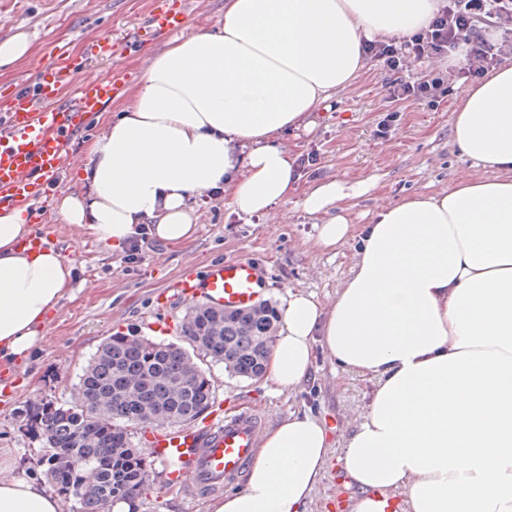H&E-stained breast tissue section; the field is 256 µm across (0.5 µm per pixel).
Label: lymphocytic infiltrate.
I'll return each mask as SVG.
<instances>
[{"label":"lymphocytic infiltrate","mask_w":512,"mask_h":512,"mask_svg":"<svg viewBox=\"0 0 512 512\" xmlns=\"http://www.w3.org/2000/svg\"><path fill=\"white\" fill-rule=\"evenodd\" d=\"M463 52L458 77L475 81L512 58V0H442L429 26L403 41L367 44L365 54L391 74L385 86L395 101L439 105L448 95L444 71L411 75L410 65Z\"/></svg>","instance_id":"1"}]
</instances>
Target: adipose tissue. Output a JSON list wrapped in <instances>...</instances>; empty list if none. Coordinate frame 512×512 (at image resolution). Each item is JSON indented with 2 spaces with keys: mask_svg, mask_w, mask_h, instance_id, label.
Listing matches in <instances>:
<instances>
[{
  "mask_svg": "<svg viewBox=\"0 0 512 512\" xmlns=\"http://www.w3.org/2000/svg\"><path fill=\"white\" fill-rule=\"evenodd\" d=\"M438 0H224L222 24L154 55L132 101L93 142L82 190L56 217L112 249L142 226L167 243L195 231L192 196L230 194L271 216L300 175L282 134L312 130L327 99L363 71L365 41L409 37ZM453 138L489 178L379 207L355 229L336 180L302 205L324 215L316 243L360 248L330 305L289 291L265 372L276 390L310 376L317 350L374 380L339 459L352 512H512V65L469 88ZM31 214L0 210V360L29 355L72 265L35 250ZM333 429L292 414L269 431L242 489L213 512H304ZM0 512H58L26 479L0 484Z\"/></svg>",
  "mask_w": 512,
  "mask_h": 512,
  "instance_id": "adipose-tissue-1",
  "label": "adipose tissue"
}]
</instances>
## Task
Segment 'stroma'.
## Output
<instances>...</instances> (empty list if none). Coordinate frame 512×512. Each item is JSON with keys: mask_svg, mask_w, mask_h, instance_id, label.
<instances>
[{"mask_svg": "<svg viewBox=\"0 0 512 512\" xmlns=\"http://www.w3.org/2000/svg\"><path fill=\"white\" fill-rule=\"evenodd\" d=\"M152 0H0V40L16 33L31 42L28 56L0 72V94L8 95L18 78L35 73L59 47L85 53L89 42L111 35L114 45L107 61L91 60L89 72L106 75L124 70L136 87L153 54L166 49L172 35L161 36L142 21ZM385 69L368 62L347 90L334 94L318 111V124L309 132L284 135L283 143L314 165L302 170L288 202L279 204L274 218L237 214L224 192L196 196L192 208L197 231L184 242L148 239L141 260L124 261V254L106 248L85 224H60L55 206L61 194L78 190L79 171L94 141L131 102L129 92L94 115L72 141L73 161L35 201L56 231L55 246L73 264L72 279L59 307L42 329V338L29 354L28 390L12 401L0 400V482L24 478L45 483L39 442L20 415L34 400L68 401L89 358L112 333L134 331L158 341L178 340L168 322H182L188 305L159 307L157 294L180 278L188 267L204 269L212 262L250 258L267 269L266 299L283 303L289 290L301 291L330 305L349 275L357 238L335 251L315 244L322 218L305 211L302 200L315 185L338 180L353 195L344 202L352 224L370 223L381 205L393 204L421 192L446 188L484 171L464 157L453 141L454 111L468 84L455 80L447 103L428 108L409 102L390 103L384 91ZM395 120L386 136L377 128L386 114ZM216 400L225 410L250 408L262 412L268 427L290 413H307L336 426L327 470L305 505V512H351L343 490L337 458L354 420L362 414L373 381L348 373L326 353L318 352L310 378L293 391H275L263 380L228 375L223 366L211 368ZM153 489L135 504L134 512H206L207 500L192 501L187 493L166 483L161 466H154Z\"/></svg>", "mask_w": 512, "mask_h": 512, "instance_id": "obj_1", "label": "stroma"}]
</instances>
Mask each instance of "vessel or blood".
Masks as SVG:
<instances>
[{"instance_id":"obj_1","label":"vessel or blood","mask_w":512,"mask_h":512,"mask_svg":"<svg viewBox=\"0 0 512 512\" xmlns=\"http://www.w3.org/2000/svg\"><path fill=\"white\" fill-rule=\"evenodd\" d=\"M188 21L186 11L165 0L151 10L148 22L168 33ZM88 60L60 51L34 77L33 92L14 90L0 99V210L26 206L39 188L53 182L70 160L69 142L91 116L118 98L125 84L122 70L104 76L87 75ZM264 269L245 259L211 263L202 273L181 276L170 296L203 300L227 311L248 309L262 298ZM28 367L16 362L0 365V397L15 399L26 388ZM264 415L255 411L224 413L212 410L201 424L179 428H145L147 454L164 468L166 480L198 498L239 484L252 462Z\"/></svg>"}]
</instances>
